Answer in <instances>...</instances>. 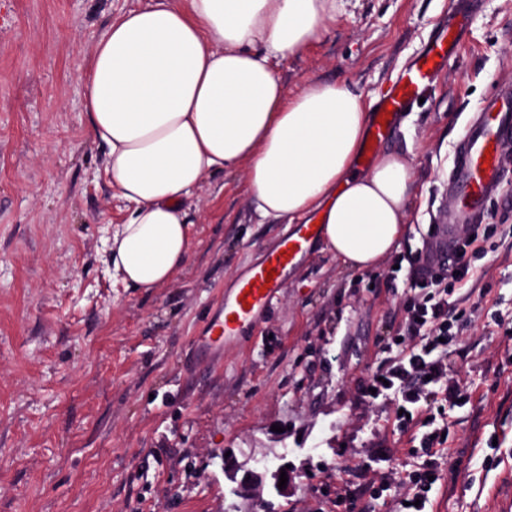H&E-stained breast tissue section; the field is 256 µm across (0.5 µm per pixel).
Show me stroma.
I'll list each match as a JSON object with an SVG mask.
<instances>
[{
    "mask_svg": "<svg viewBox=\"0 0 512 512\" xmlns=\"http://www.w3.org/2000/svg\"><path fill=\"white\" fill-rule=\"evenodd\" d=\"M144 0H0V512H253L245 471L295 473L271 512H398L422 461L415 426L362 385L394 352L413 257L432 241L442 173L473 113L512 84V0H482L457 60L405 113V231L370 270L317 244L244 345L195 340L224 288L285 227L262 221L243 176L209 177L186 205L187 265L169 284L112 277L107 239L128 211L84 116L80 68L120 10ZM448 18V0H344L300 54L288 92L330 81L372 107ZM492 202L497 251L461 290L471 323L448 346L464 407L428 414L448 439L426 512H496L512 493V185Z\"/></svg>",
    "mask_w": 512,
    "mask_h": 512,
    "instance_id": "stroma-1",
    "label": "stroma"
}]
</instances>
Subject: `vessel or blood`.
Masks as SVG:
<instances>
[{
    "instance_id": "vessel-or-blood-1",
    "label": "vessel or blood",
    "mask_w": 512,
    "mask_h": 512,
    "mask_svg": "<svg viewBox=\"0 0 512 512\" xmlns=\"http://www.w3.org/2000/svg\"><path fill=\"white\" fill-rule=\"evenodd\" d=\"M480 3L481 0H452L447 26L381 92L369 115L368 130L373 139L363 144L360 159L373 160L395 133L403 112L433 87L438 74L460 50ZM511 144L512 86L504 85L485 100L457 146L447 182L448 205L440 214L431 261L451 262L457 246L456 228L483 223L491 202L504 186L512 184V155L506 151ZM321 234V227L312 220L292 225L273 248L225 289L222 306L208 319L207 331L197 341L200 357H216L228 345L250 339ZM270 268L276 271L271 279L265 275Z\"/></svg>"
}]
</instances>
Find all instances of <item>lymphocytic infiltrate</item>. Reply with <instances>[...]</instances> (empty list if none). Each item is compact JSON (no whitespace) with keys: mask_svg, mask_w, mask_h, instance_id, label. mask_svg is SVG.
<instances>
[{"mask_svg":"<svg viewBox=\"0 0 512 512\" xmlns=\"http://www.w3.org/2000/svg\"><path fill=\"white\" fill-rule=\"evenodd\" d=\"M493 236V225H466L455 258L443 272L421 264L411 273L412 293L406 299V316L398 332L399 353L366 382L377 396L394 397L403 411L400 424H407L409 414L431 403L441 401L455 408L468 397L458 382L448 378L447 341L466 315L453 294L456 286L471 280L473 260L486 253Z\"/></svg>","mask_w":512,"mask_h":512,"instance_id":"1","label":"lymphocytic infiltrate"}]
</instances>
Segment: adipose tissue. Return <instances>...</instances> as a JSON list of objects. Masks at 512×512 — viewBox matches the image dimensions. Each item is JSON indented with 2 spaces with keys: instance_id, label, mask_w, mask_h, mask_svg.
<instances>
[{
  "instance_id": "ef3b65f1",
  "label": "adipose tissue",
  "mask_w": 512,
  "mask_h": 512,
  "mask_svg": "<svg viewBox=\"0 0 512 512\" xmlns=\"http://www.w3.org/2000/svg\"><path fill=\"white\" fill-rule=\"evenodd\" d=\"M341 0H146L98 38L80 79L106 173L130 210L112 275L151 289L187 262L185 204L208 176L243 173L261 219L319 214L328 250L354 269L384 260L414 187L404 155L353 166L367 112L333 82L288 93L276 68L325 31Z\"/></svg>"
}]
</instances>
